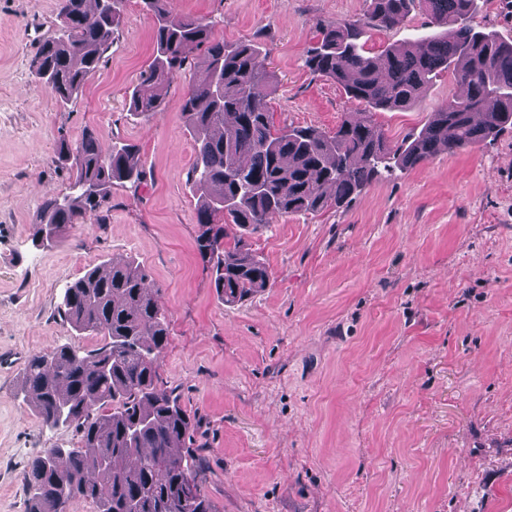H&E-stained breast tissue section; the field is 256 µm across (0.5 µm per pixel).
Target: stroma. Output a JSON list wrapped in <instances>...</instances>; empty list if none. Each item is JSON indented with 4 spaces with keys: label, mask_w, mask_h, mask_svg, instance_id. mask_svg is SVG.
<instances>
[{
    "label": "stroma",
    "mask_w": 512,
    "mask_h": 512,
    "mask_svg": "<svg viewBox=\"0 0 512 512\" xmlns=\"http://www.w3.org/2000/svg\"><path fill=\"white\" fill-rule=\"evenodd\" d=\"M218 21L215 39L262 45L276 122L334 130L352 109L304 65L320 21L366 0H174ZM56 0H0V512H26L27 465L70 446L17 395L37 353L100 346L62 321L61 294L112 256L160 287L170 336L159 374L195 421L192 447L217 512H512V130L373 181L341 210L294 213L247 240L269 288L228 306L195 247L194 141L182 114L194 65L148 119L129 95L152 55V20L126 0L112 45L68 105L30 60L55 34ZM472 26L512 39V0H477ZM425 15L365 30L366 49L430 34ZM452 75L422 103L380 112L391 145L460 95ZM138 147L140 185L112 190L103 223L31 243L41 200L64 193L58 129Z\"/></svg>",
    "instance_id": "1"
}]
</instances>
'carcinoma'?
I'll use <instances>...</instances> for the list:
<instances>
[{
	"label": "carcinoma",
	"mask_w": 512,
	"mask_h": 512,
	"mask_svg": "<svg viewBox=\"0 0 512 512\" xmlns=\"http://www.w3.org/2000/svg\"><path fill=\"white\" fill-rule=\"evenodd\" d=\"M125 0H57L59 23L31 61L37 85L63 106L99 67L121 22ZM153 24L148 70L130 94L136 116L163 104L159 90L193 60L203 70L188 87L182 111L195 142L187 179L198 195V255L217 297L236 305L269 287L268 266L245 238L296 212L349 205L377 178L395 176L440 150L459 149L512 128V41L475 30L476 0H368L364 19L317 23L306 67L341 85L360 108L332 131L277 126L263 95L273 74L256 42L212 38V17L174 19L171 0H141ZM442 32L422 43L398 44L373 58L359 40L364 28L389 30L413 10ZM202 57H196L200 49ZM443 72L465 94L435 110L417 136L394 149L374 115L418 102ZM57 160L67 192L46 196L35 217L33 246L60 241L77 224H100L112 188L143 177L136 146L104 153L95 131L75 143L64 133ZM160 288L129 257H112L66 286L60 304L78 336H101L97 348L64 344L33 355L19 392L50 430L76 433V445L42 449L28 464L27 512H216L198 478L189 446L195 422L173 390L159 382L169 330Z\"/></svg>",
	"instance_id": "obj_1"
}]
</instances>
